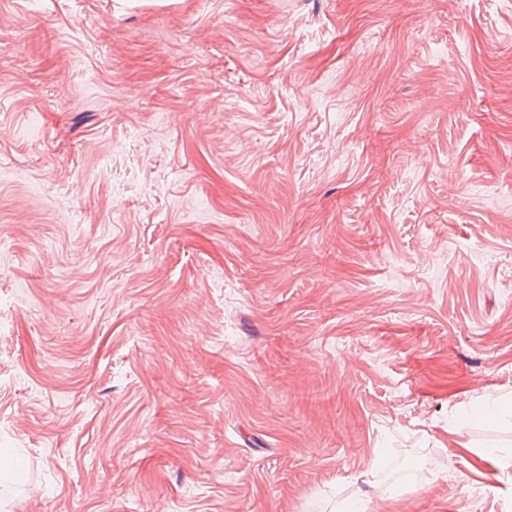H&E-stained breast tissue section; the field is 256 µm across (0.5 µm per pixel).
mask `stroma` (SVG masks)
<instances>
[{
  "mask_svg": "<svg viewBox=\"0 0 512 512\" xmlns=\"http://www.w3.org/2000/svg\"><path fill=\"white\" fill-rule=\"evenodd\" d=\"M512 512V0H0V512Z\"/></svg>",
  "mask_w": 512,
  "mask_h": 512,
  "instance_id": "35a3bbf8",
  "label": "stroma"
}]
</instances>
